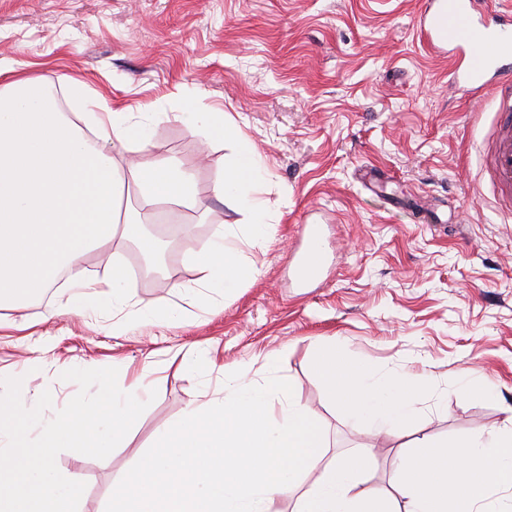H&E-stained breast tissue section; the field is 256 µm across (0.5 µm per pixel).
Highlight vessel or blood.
Segmentation results:
<instances>
[{
  "label": "vessel or blood",
  "mask_w": 512,
  "mask_h": 512,
  "mask_svg": "<svg viewBox=\"0 0 512 512\" xmlns=\"http://www.w3.org/2000/svg\"><path fill=\"white\" fill-rule=\"evenodd\" d=\"M422 26L434 46L462 51L464 58L451 73V82L466 91L492 89L497 121L483 162L500 210L512 211V12L490 24L478 16V0H433L422 16ZM303 250L296 260L301 281L312 282L322 273V226H299Z\"/></svg>",
  "instance_id": "1"
}]
</instances>
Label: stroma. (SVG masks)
<instances>
[{
    "mask_svg": "<svg viewBox=\"0 0 512 512\" xmlns=\"http://www.w3.org/2000/svg\"><path fill=\"white\" fill-rule=\"evenodd\" d=\"M420 21L421 0H0V59L80 78L113 109L152 113L148 140L115 160L179 157L207 206L204 222L167 216L125 189L123 210L159 255L158 277L127 278L125 313H113L111 291L90 299L67 285L0 308V377L21 378L28 407L50 391L45 418L77 393L61 378L75 367L118 368L122 388L143 371L157 392L106 458L58 454L62 475L86 485L78 512H105L186 406L243 363L255 379L294 382L329 455L370 449L375 492L392 491L415 435L453 442L512 423V216L478 162L492 107L486 92L450 85L463 56L432 46ZM190 105L224 113L233 129L202 167L177 118ZM242 140L266 170L258 196L271 228L258 245L237 202L210 192ZM306 218L323 225L324 272L300 287L291 274ZM220 224L236 225L250 271L225 298L202 287L193 263ZM117 261L142 269L140 247L119 237L82 265L102 279ZM71 297L75 312L56 314ZM332 339L344 358L426 376L404 433L372 435L327 401L312 360ZM465 375L491 379L496 395L467 394Z\"/></svg>",
    "mask_w": 512,
    "mask_h": 512,
    "instance_id": "stroma-1",
    "label": "stroma"
}]
</instances>
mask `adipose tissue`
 Wrapping results in <instances>:
<instances>
[{
    "mask_svg": "<svg viewBox=\"0 0 512 512\" xmlns=\"http://www.w3.org/2000/svg\"><path fill=\"white\" fill-rule=\"evenodd\" d=\"M53 86L48 77L16 72L0 88V306L40 292L64 271L70 284L87 295H96L102 286L112 289V307L121 312L126 271L112 267L100 283L86 277L81 258L108 252L118 236L152 248L141 222L121 214L125 182H132L144 203L174 211L197 209L195 182L175 157L120 170L113 149L145 142L147 121L107 109L87 113L88 125L80 127L57 107ZM179 118L205 146L231 132L220 112L189 111ZM264 178L260 156L244 143L213 185L215 197L238 200L250 217L248 235L254 240L264 238L268 229L265 205L257 195ZM193 262L203 283L227 296L248 275L232 232L221 225ZM315 365L328 399L379 434L406 427L426 383L413 373L378 374L362 361L342 359L332 345L319 352ZM401 469L398 493L406 503L404 512H480L478 502L488 484L512 487V428L453 444L417 438Z\"/></svg>",
    "mask_w": 512,
    "mask_h": 512,
    "instance_id": "obj_1",
    "label": "adipose tissue"
}]
</instances>
